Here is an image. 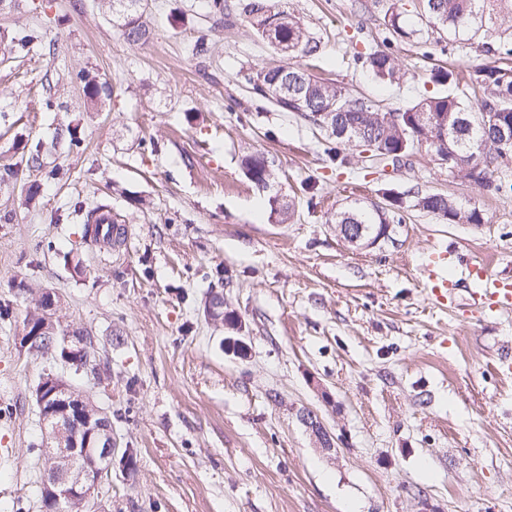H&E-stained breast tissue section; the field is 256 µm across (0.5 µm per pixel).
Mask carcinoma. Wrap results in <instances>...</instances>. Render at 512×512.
Instances as JSON below:
<instances>
[{
	"label": "carcinoma",
	"instance_id": "carcinoma-1",
	"mask_svg": "<svg viewBox=\"0 0 512 512\" xmlns=\"http://www.w3.org/2000/svg\"><path fill=\"white\" fill-rule=\"evenodd\" d=\"M415 19L408 21L405 12L393 3L385 13L386 27L399 41L423 35H448V42L477 44L483 59L464 68L467 87L477 94L475 100L451 91L460 85V72L453 67L430 71L429 82L448 88L423 96L394 112L383 111L376 101L352 94L346 87L325 81L302 68L300 61L320 54L321 42L301 19L288 11V0H246L241 16L288 64L251 71L245 75L256 102L267 100L283 112H298L317 121L322 112L334 113L328 129L335 145L324 149L332 162L339 160V136L344 130L370 134L386 154L406 153L427 141L426 149L451 158L448 175L454 171H478L482 189L496 195L512 184L495 177L505 168L504 155L496 143L501 140V126H512V0H421ZM112 20L124 31L130 43L143 40L148 26L142 20L141 0H106ZM363 69L383 84H398L406 71L396 56L372 50L357 57ZM86 97L97 101L112 94V87L83 73ZM245 176L257 187L266 188L272 176L271 165L263 155H248L242 162ZM415 206L437 215L450 224H482L484 215L477 207L463 208L451 196L428 193L416 199ZM387 213L373 208L345 210L336 215L338 224H360L373 237L386 235ZM82 354L73 363L66 362L70 373L83 376L95 372L96 350L90 337ZM108 476L99 477L93 496L83 502L76 499L62 503L56 512H89L99 497L110 495Z\"/></svg>",
	"mask_w": 512,
	"mask_h": 512
}]
</instances>
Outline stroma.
I'll return each mask as SVG.
<instances>
[{
	"label": "stroma",
	"mask_w": 512,
	"mask_h": 512,
	"mask_svg": "<svg viewBox=\"0 0 512 512\" xmlns=\"http://www.w3.org/2000/svg\"><path fill=\"white\" fill-rule=\"evenodd\" d=\"M226 2L223 20L204 0H143L149 34L131 44L101 0H0V301L14 311L0 323V512L18 499L39 512L32 391L52 359L17 336L44 292L58 331L94 342L81 389L112 418L115 460L137 453L134 471L113 468L102 512H512V309L469 305L459 261L512 277V193L463 185L423 150L394 164L345 144L344 163L326 161L324 129L252 105L243 74L282 59ZM390 2L288 8L321 41L318 73L395 110L436 92L433 66L477 53L388 42ZM199 40L208 55H192ZM377 47L401 60L403 83L361 73L356 57ZM85 71L111 85L104 104L86 98ZM254 153L271 163L264 190L242 169ZM387 188L403 198L387 238L359 249L337 235L341 210H391ZM426 193L485 221L446 223L415 207ZM89 199L125 226L120 245L85 238L74 208ZM437 244L452 253L451 302L424 286Z\"/></svg>",
	"instance_id": "stroma-1"
}]
</instances>
